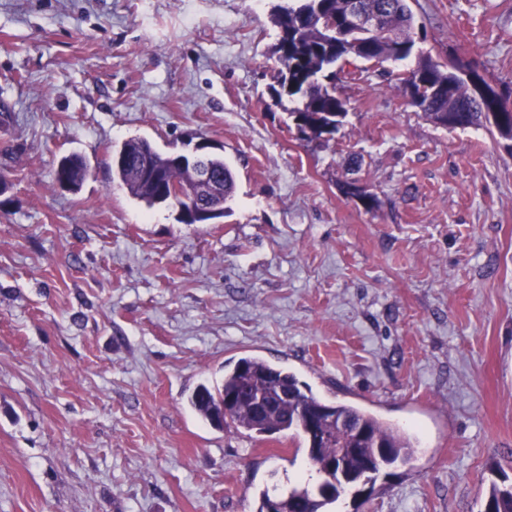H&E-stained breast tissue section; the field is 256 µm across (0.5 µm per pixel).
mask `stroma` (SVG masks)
Returning <instances> with one entry per match:
<instances>
[{
    "instance_id": "obj_1",
    "label": "stroma",
    "mask_w": 512,
    "mask_h": 512,
    "mask_svg": "<svg viewBox=\"0 0 512 512\" xmlns=\"http://www.w3.org/2000/svg\"><path fill=\"white\" fill-rule=\"evenodd\" d=\"M288 2L0 0V512H253L308 468L299 438L189 403L249 354L419 437L337 512H482L512 476V154L409 105L408 60L344 66L343 126L302 146L270 92ZM410 5L417 50L512 97V0ZM132 137L221 148L229 214L138 205L111 166Z\"/></svg>"
}]
</instances>
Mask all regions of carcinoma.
Segmentation results:
<instances>
[{
    "label": "carcinoma",
    "instance_id": "obj_1",
    "mask_svg": "<svg viewBox=\"0 0 512 512\" xmlns=\"http://www.w3.org/2000/svg\"><path fill=\"white\" fill-rule=\"evenodd\" d=\"M359 7L377 11L384 17L380 32L351 33L346 37L336 31L332 20H341L346 13ZM278 33L285 34V42H277L273 49L278 63L277 84L272 93L277 99L288 97L293 107L289 117L296 122L300 138L310 143H324L343 125L348 114L347 101L336 90V64L353 58L370 67L397 62L414 54L416 46L415 20L408 0H299V5L279 8L272 17ZM461 62L450 60L440 63L422 52L417 53L410 77L399 78L408 103L417 108L430 121L447 126L457 122L465 129L480 126L487 120L486 110L497 108V125L494 129L512 127V102L491 91L488 101L472 97L470 84L457 74ZM149 156L163 176L165 189L142 178L139 160ZM64 160L68 163L67 175L79 187L88 175L84 158L72 153ZM207 165L217 178L218 200L221 208L232 200L237 191L236 174L224 156L212 154ZM112 171L126 188L129 196L147 207L171 205L178 207L184 202L171 198L170 189L193 180L197 169L190 163L176 161L175 153L160 152L148 140L139 137L123 141L112 152ZM248 391V398L229 417L223 415L224 397ZM272 400L275 405L259 414L255 400ZM190 405L210 425L222 428L231 426L241 433L260 439L274 434L292 431L303 439L306 447L317 446L316 436L307 430V412L320 406L326 410L323 432L341 447L352 439V429L364 434L365 448H388L390 454L372 463L363 455H346L336 460L334 479L363 478L376 484L385 471L408 464L417 449L416 438L395 430L377 415L347 403H325L298 378L283 369L276 368L257 356L238 360L235 366L224 372L219 385H201L190 398ZM340 495H324L315 488L292 486L280 495L263 492L256 512H329ZM485 503L491 512H512V482L503 478L490 483Z\"/></svg>",
    "mask_w": 512,
    "mask_h": 512
}]
</instances>
